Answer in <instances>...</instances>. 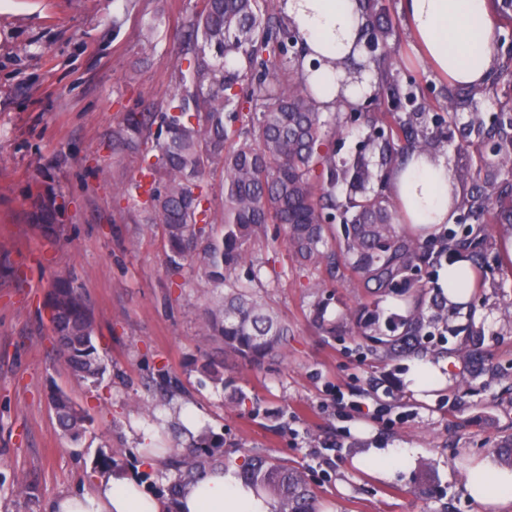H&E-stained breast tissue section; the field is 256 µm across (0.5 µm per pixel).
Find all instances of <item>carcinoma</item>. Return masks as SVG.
I'll return each mask as SVG.
<instances>
[{
  "label": "carcinoma",
  "instance_id": "1",
  "mask_svg": "<svg viewBox=\"0 0 512 512\" xmlns=\"http://www.w3.org/2000/svg\"><path fill=\"white\" fill-rule=\"evenodd\" d=\"M360 32L383 47L395 35L385 0H356ZM299 34L283 13H271L267 0H203L189 25L187 48L175 59L180 91L159 112L122 113L112 137L116 157L134 156L139 177L120 187L127 207L145 214L162 230L169 274L190 268L204 288L199 336L220 344L221 357H209L201 369L216 385H224V363L231 359L251 368L279 358L287 345L288 322L266 304L255 285L261 265L249 246L269 224L286 229L285 243L299 263L298 275L308 287L336 278V253L343 267L357 275L364 288L385 293L402 288L410 294L406 315L397 318L393 336L361 337L379 361L393 359L420 345L424 328L438 316H425L422 289L415 272L430 263L432 253L421 236L405 230L387 194L397 158L409 150L432 153L446 130L482 137L496 132V153L475 149L472 185L461 194L451 185L454 211L466 213L461 230L443 229L448 250L484 272L486 227L512 224V204L496 209L485 194L498 179L512 181V99H499L491 109L492 125H462L461 113L447 112L430 123L422 89L415 77L392 74L390 57L349 56L345 67L372 76L367 103H346L371 131L354 157L336 164L329 142L343 127L340 116L324 113L307 78L320 67L302 68L288 56ZM222 173L220 222L212 216L213 187L208 176ZM348 187L345 196L336 187ZM344 218L342 236L332 224ZM60 213L55 199L42 198L30 213L33 226L54 238ZM53 331L65 365L77 376L98 381L105 371L97 353L96 328L89 305L70 275L57 276L46 300ZM49 401L61 432L76 440L89 414L60 388ZM223 465L215 450L190 448L171 460L174 496L200 471ZM241 476L257 494L277 505V512H316L315 493L287 462L265 455L245 460Z\"/></svg>",
  "mask_w": 512,
  "mask_h": 512
}]
</instances>
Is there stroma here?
Wrapping results in <instances>:
<instances>
[{"mask_svg": "<svg viewBox=\"0 0 512 512\" xmlns=\"http://www.w3.org/2000/svg\"><path fill=\"white\" fill-rule=\"evenodd\" d=\"M202 0H0V512H51L64 494L89 492L109 466L142 464L143 450L216 443L224 461L252 454L302 470L321 512H480L464 466H499L512 437V273L484 274L467 308L431 327L422 355L448 360L452 383L433 400L403 382L414 361L373 359L357 333L328 336L309 317L286 247L252 245L262 295L290 328L284 357L263 369L224 366V384L201 372L197 320L204 304L191 270L172 287L160 230L118 202L137 174L115 158L112 133L129 110L157 112L179 88L175 56ZM394 63L425 90L428 113L447 104L443 80L414 49L400 0ZM64 207L57 240L29 212L38 192ZM81 285L106 365L98 383L73 375L52 341L45 299L57 274ZM325 319L366 299L353 278L329 284ZM480 332L490 365L470 373L462 328ZM58 386L92 423L62 435L46 392ZM402 448L394 476L363 460ZM434 478L422 482V470Z\"/></svg>", "mask_w": 512, "mask_h": 512, "instance_id": "obj_1", "label": "stroma"}]
</instances>
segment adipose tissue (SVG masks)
<instances>
[{
  "label": "adipose tissue",
  "mask_w": 512,
  "mask_h": 512,
  "mask_svg": "<svg viewBox=\"0 0 512 512\" xmlns=\"http://www.w3.org/2000/svg\"><path fill=\"white\" fill-rule=\"evenodd\" d=\"M420 52L441 75L461 85L482 84L494 64L495 25L488 0H402ZM284 12L302 36L303 62L321 60L309 79L319 100L334 101L342 75L341 64L358 38L359 22L353 0H284ZM366 86L343 90L350 100L366 93ZM451 175L443 157L413 156L393 175L396 203L415 225L449 224ZM438 288L454 303H467L474 291V274L467 261L444 266ZM418 399L451 382L448 361L415 360L404 377ZM240 463L209 469L175 496L146 490L139 473L117 470L104 474L94 491L66 494L54 500L52 512H275L273 504L255 494L240 476ZM512 469L493 468L484 462L470 463L465 489L485 512H512Z\"/></svg>",
  "instance_id": "adipose-tissue-1"
}]
</instances>
